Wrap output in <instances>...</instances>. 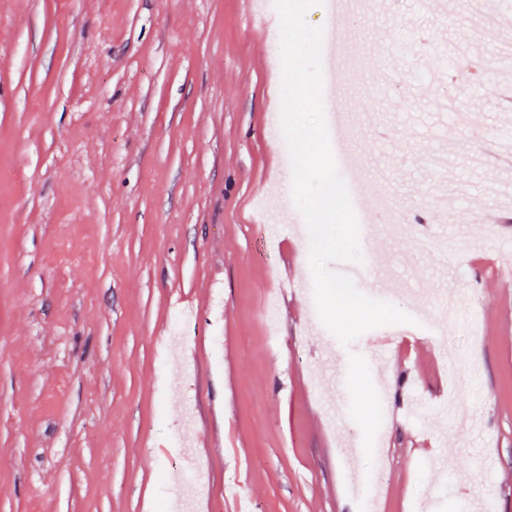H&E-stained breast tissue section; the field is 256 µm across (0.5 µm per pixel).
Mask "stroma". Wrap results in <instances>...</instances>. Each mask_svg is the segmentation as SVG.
I'll list each match as a JSON object with an SVG mask.
<instances>
[{"label":"stroma","instance_id":"35a3bbf8","mask_svg":"<svg viewBox=\"0 0 512 512\" xmlns=\"http://www.w3.org/2000/svg\"><path fill=\"white\" fill-rule=\"evenodd\" d=\"M361 8L348 140L387 172L366 181L380 236L361 237L362 264L420 268L404 309L436 333L345 346L278 181L279 22L251 0H0V512H160L195 470L196 512H342L356 484L376 512H512V222L479 218L511 188L484 161L512 139L487 92L499 33L475 40L426 0ZM402 34L411 66L380 72L366 45ZM454 86L470 124L452 133ZM432 155L446 178L418 170ZM399 211L444 246L392 234ZM446 348L467 360L465 428L441 411ZM331 358L354 395L342 410Z\"/></svg>","mask_w":512,"mask_h":512}]
</instances>
